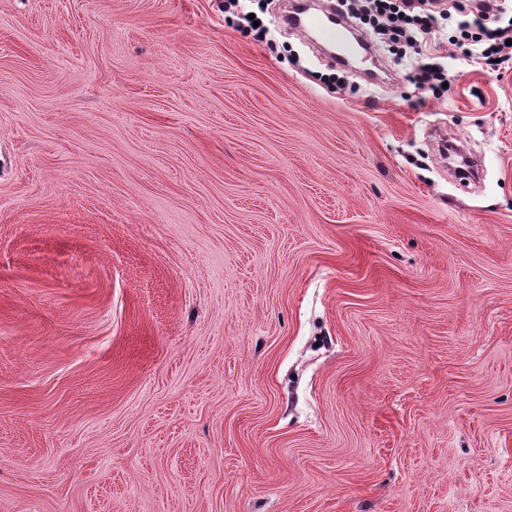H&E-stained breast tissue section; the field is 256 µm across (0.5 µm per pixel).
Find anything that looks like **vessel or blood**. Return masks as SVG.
<instances>
[{
    "label": "vessel or blood",
    "mask_w": 512,
    "mask_h": 512,
    "mask_svg": "<svg viewBox=\"0 0 512 512\" xmlns=\"http://www.w3.org/2000/svg\"><path fill=\"white\" fill-rule=\"evenodd\" d=\"M281 21L289 29L316 34L323 45L335 51L341 64L356 67L371 54L369 41L362 35L348 33L332 8L317 14L312 12L308 0H290Z\"/></svg>",
    "instance_id": "b4317fda"
}]
</instances>
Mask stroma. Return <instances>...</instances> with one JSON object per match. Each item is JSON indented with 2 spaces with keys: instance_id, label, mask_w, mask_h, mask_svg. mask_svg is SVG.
Segmentation results:
<instances>
[{
  "instance_id": "stroma-1",
  "label": "stroma",
  "mask_w": 512,
  "mask_h": 512,
  "mask_svg": "<svg viewBox=\"0 0 512 512\" xmlns=\"http://www.w3.org/2000/svg\"><path fill=\"white\" fill-rule=\"evenodd\" d=\"M240 5L0 0V512H512V65ZM340 20L331 7H325L322 14L312 12L308 1H289L288 11L281 18L291 30L316 34L323 45L336 53L334 62L357 67L371 55L370 43L360 34H349Z\"/></svg>"
}]
</instances>
